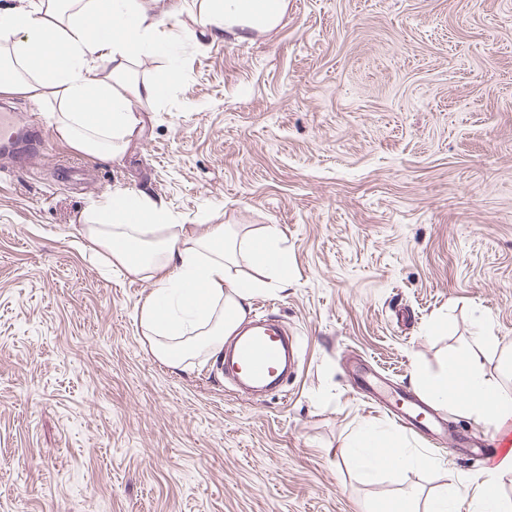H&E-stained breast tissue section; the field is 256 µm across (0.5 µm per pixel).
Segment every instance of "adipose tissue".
Masks as SVG:
<instances>
[{
  "instance_id": "obj_1",
  "label": "adipose tissue",
  "mask_w": 512,
  "mask_h": 512,
  "mask_svg": "<svg viewBox=\"0 0 512 512\" xmlns=\"http://www.w3.org/2000/svg\"><path fill=\"white\" fill-rule=\"evenodd\" d=\"M187 0H22L0 11V95L54 106L57 136L83 154L116 160L143 128L139 102L163 100L179 70L139 81L130 67L147 56L168 55V24ZM288 0H198L196 22L215 39L243 41L250 33L234 20L249 16L280 23ZM99 219L81 233L95 256L150 290L136 314L142 338L161 364L180 369L197 353L221 354L236 333L249 298L291 284L288 249L277 225L243 235L226 225L205 232L175 224L167 205L140 191L119 189L97 205ZM418 383L437 402H456L467 417L495 427L512 420V392L489 381L468 358L452 354L440 371L418 372ZM365 477L431 464L371 427L352 441ZM512 472V454L482 469L471 484L449 478L424 512H512L496 495L498 479Z\"/></svg>"
}]
</instances>
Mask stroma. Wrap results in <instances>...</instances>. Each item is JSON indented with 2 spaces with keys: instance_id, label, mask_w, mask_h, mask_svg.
Instances as JSON below:
<instances>
[{
  "instance_id": "obj_1",
  "label": "stroma",
  "mask_w": 512,
  "mask_h": 512,
  "mask_svg": "<svg viewBox=\"0 0 512 512\" xmlns=\"http://www.w3.org/2000/svg\"><path fill=\"white\" fill-rule=\"evenodd\" d=\"M161 103L122 159L60 140L0 152V512H364L481 470L359 390L421 394L449 352L512 390V0H288L270 32L211 39L190 14ZM176 223L278 225L292 284L255 295L300 344L285 393L247 396L216 358L160 364L136 310L147 282L80 235L114 189ZM485 323L499 343L477 341ZM372 425L436 459L363 480L347 445Z\"/></svg>"
}]
</instances>
